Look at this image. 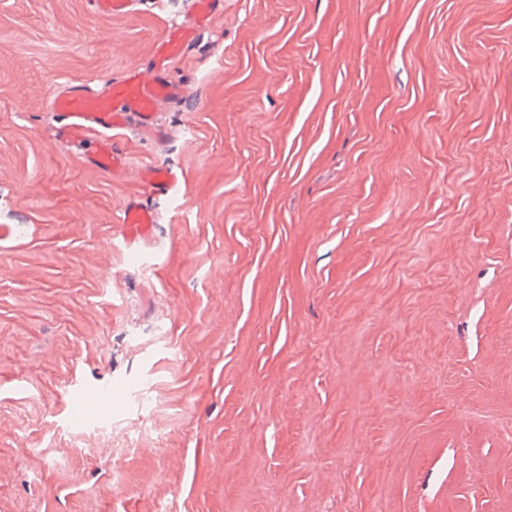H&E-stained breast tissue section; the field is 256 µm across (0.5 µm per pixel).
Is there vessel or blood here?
I'll return each mask as SVG.
<instances>
[{"instance_id": "b4317fda", "label": "vessel or blood", "mask_w": 512, "mask_h": 512, "mask_svg": "<svg viewBox=\"0 0 512 512\" xmlns=\"http://www.w3.org/2000/svg\"><path fill=\"white\" fill-rule=\"evenodd\" d=\"M132 7L133 0H93L95 13L104 17L128 15ZM223 12L224 0H193L190 17L171 26L155 43L150 69L115 76L95 87L83 83L60 87L49 102L50 110L60 117L55 138L89 165L112 175L125 173L127 155L119 131L134 124L156 136H166L158 106L183 92L168 76L167 66L185 51L198 31L209 28ZM138 176L145 188L160 195L167 194L180 180L178 172L155 165L144 166ZM122 221L152 224L156 216L148 206L132 200L123 211Z\"/></svg>"}]
</instances>
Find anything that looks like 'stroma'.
<instances>
[{
	"label": "stroma",
	"instance_id": "1",
	"mask_svg": "<svg viewBox=\"0 0 512 512\" xmlns=\"http://www.w3.org/2000/svg\"><path fill=\"white\" fill-rule=\"evenodd\" d=\"M190 10L0 0V512H512V0H224L123 177L56 141ZM93 8L97 15L104 17H119L132 11V0H93ZM142 185L150 192L160 195L167 194L177 186L180 175L169 168H161L155 165H146L138 171ZM122 223L125 224H155L156 216L152 209L144 205L142 202L135 200L129 201L126 205Z\"/></svg>",
	"mask_w": 512,
	"mask_h": 512
}]
</instances>
